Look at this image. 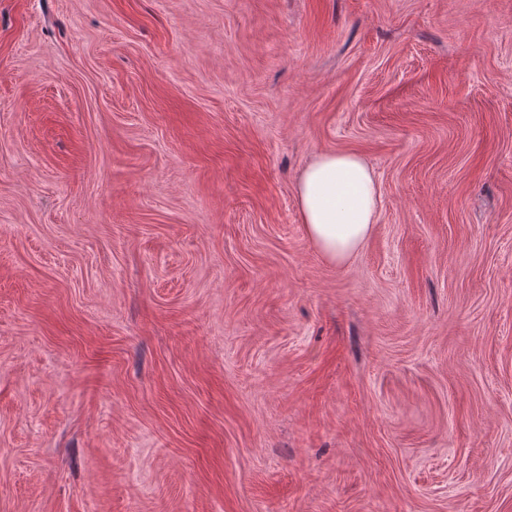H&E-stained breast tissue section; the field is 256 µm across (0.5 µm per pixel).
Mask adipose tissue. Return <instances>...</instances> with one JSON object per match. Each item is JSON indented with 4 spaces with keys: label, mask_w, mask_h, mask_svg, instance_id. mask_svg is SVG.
Segmentation results:
<instances>
[{
    "label": "adipose tissue",
    "mask_w": 512,
    "mask_h": 512,
    "mask_svg": "<svg viewBox=\"0 0 512 512\" xmlns=\"http://www.w3.org/2000/svg\"><path fill=\"white\" fill-rule=\"evenodd\" d=\"M299 217L318 250L341 264L368 240L377 220L380 190L373 171L350 152H320L296 186Z\"/></svg>",
    "instance_id": "1"
}]
</instances>
